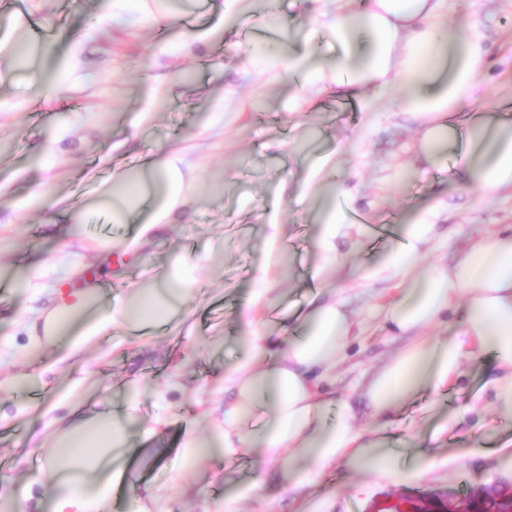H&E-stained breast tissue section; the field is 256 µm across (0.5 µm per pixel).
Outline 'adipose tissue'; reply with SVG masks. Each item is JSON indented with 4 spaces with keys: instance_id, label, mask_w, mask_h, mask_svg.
<instances>
[{
    "instance_id": "1",
    "label": "adipose tissue",
    "mask_w": 512,
    "mask_h": 512,
    "mask_svg": "<svg viewBox=\"0 0 512 512\" xmlns=\"http://www.w3.org/2000/svg\"><path fill=\"white\" fill-rule=\"evenodd\" d=\"M331 34L340 55L332 80L337 95L351 97L368 90L401 89L408 112L428 125L420 149L428 162L439 160V147L464 140L457 161L462 177L476 191L512 187V117L492 112L472 116L466 136L446 117L474 98L477 77L488 51L481 36L458 38L443 22V0H364L352 11L349 0H332ZM287 67L303 89L324 92L319 67L280 47L269 54L261 71ZM134 194L107 188L92 200L111 223H140L142 232L178 223L191 203L184 190L178 157L167 155L139 171ZM432 225L421 218L388 262L366 272V279L395 277L416 268ZM191 272L162 273L154 288L132 287L119 306L105 302L100 284L80 289L72 302L52 301L29 327L32 344L55 341L77 355L84 339L109 332L114 325L140 331L167 323L184 310ZM455 315L454 336L433 342L418 335ZM385 321L410 342L378 370L364 387L371 417L388 423L405 399L435 393L465 376L464 362L492 352L496 371L490 381L497 406L512 415V226L471 241L455 264L429 267L391 303ZM298 334L277 351L269 337L255 336L250 354L224 373L222 391L229 404H216L208 438L188 436L181 455L195 467L216 454H252L256 463L280 461L288 468V488L314 483L325 468L343 463L354 471L378 474L399 483L405 473L395 455L355 423L349 404H335L327 387L337 364L347 356L353 321L343 297H311L299 317ZM265 414L262 428L247 431L244 420ZM335 421H328V414ZM136 416L128 406L102 412L74 410L65 419L47 417L52 442L45 491L26 489L28 512H106L112 484L106 471L133 446Z\"/></svg>"
}]
</instances>
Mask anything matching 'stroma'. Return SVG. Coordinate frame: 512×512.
<instances>
[{"label": "stroma", "instance_id": "35a3bbf8", "mask_svg": "<svg viewBox=\"0 0 512 512\" xmlns=\"http://www.w3.org/2000/svg\"><path fill=\"white\" fill-rule=\"evenodd\" d=\"M447 2L449 31L463 38L479 21L488 47L482 98L452 117L463 132L474 109L512 110V0ZM221 3L197 0L187 16L165 18L156 0H127L115 11L100 0H0V40L18 23L58 50L50 64L57 83L41 92L0 54V267L15 271L0 283V493L18 496L37 483L46 458L33 447L45 408L102 410L132 396L141 423L136 445L162 454L150 463L129 455L114 481L112 512H133L138 484L176 475L180 487L160 502L161 512H215L227 484L255 474L261 495L242 500L238 512H389L402 498L444 506L512 488V419L496 409L486 358L474 361L459 385L417 394L389 429L402 465L412 466L419 450L434 459L424 479L393 484L339 464L292 499L278 462L256 471L242 457H216L185 469V434H207L225 369L248 353L240 310L251 309L254 333L278 336L295 327L291 315L311 295L344 289L355 338L333 387L367 428L361 388L403 344L385 326L403 283L368 281L365 272L426 211L434 223L423 247L428 266H451L469 239L512 226V187L481 197L456 178L453 152L435 166L419 157L425 125L400 110L398 92L365 112L329 91L302 95L285 74L258 79L268 37L283 19L302 30L288 40L292 53L334 65L338 49L314 22L308 0H244L240 18L229 21ZM161 154L179 155L193 176L182 223L141 239L136 225L110 223L99 212L83 213L82 224L72 226L83 203ZM320 163L330 171L320 193L362 217L330 258L318 247L319 194L297 191ZM377 225L387 226V237L374 233ZM103 239L101 277L116 301L130 285L149 286L160 270L195 266L184 313L139 335L116 328L94 337L71 361L49 345L33 348L26 319L52 299L59 279L94 259ZM45 266L53 272L41 276L43 292L31 299L25 281ZM263 280L270 290L252 305ZM172 371L182 387L168 395V424L155 434L152 390ZM21 373L37 375V383L9 392L8 379ZM459 411L456 430L440 433L442 420Z\"/></svg>", "mask_w": 512, "mask_h": 512}]
</instances>
